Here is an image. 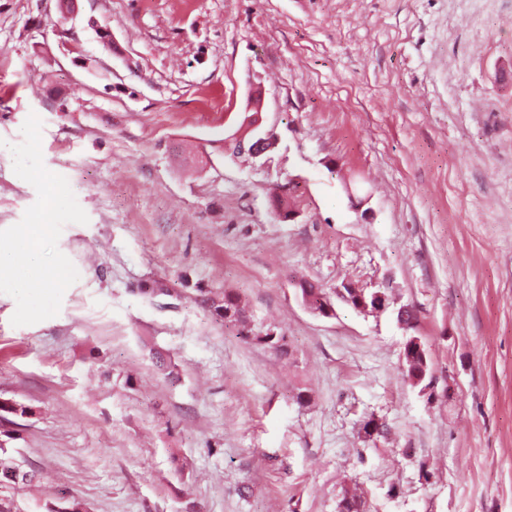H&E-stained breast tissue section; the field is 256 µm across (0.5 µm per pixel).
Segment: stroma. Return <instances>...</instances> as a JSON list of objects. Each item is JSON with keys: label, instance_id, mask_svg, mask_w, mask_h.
<instances>
[{"label": "stroma", "instance_id": "stroma-1", "mask_svg": "<svg viewBox=\"0 0 512 512\" xmlns=\"http://www.w3.org/2000/svg\"><path fill=\"white\" fill-rule=\"evenodd\" d=\"M256 87L277 145L231 156ZM1 140L0 245L45 207L34 142L73 207L44 256L88 272L45 319L0 279L12 512H512V0H0ZM227 289L288 356L212 317Z\"/></svg>", "mask_w": 512, "mask_h": 512}]
</instances>
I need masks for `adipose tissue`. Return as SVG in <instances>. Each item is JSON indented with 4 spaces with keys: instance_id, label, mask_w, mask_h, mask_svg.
<instances>
[{
    "instance_id": "1",
    "label": "adipose tissue",
    "mask_w": 512,
    "mask_h": 512,
    "mask_svg": "<svg viewBox=\"0 0 512 512\" xmlns=\"http://www.w3.org/2000/svg\"><path fill=\"white\" fill-rule=\"evenodd\" d=\"M58 204L56 194H48V212L34 224L18 225L7 247H0V277L8 279L19 294L52 296L86 272L68 258L46 261L43 242L55 233L51 211Z\"/></svg>"
}]
</instances>
